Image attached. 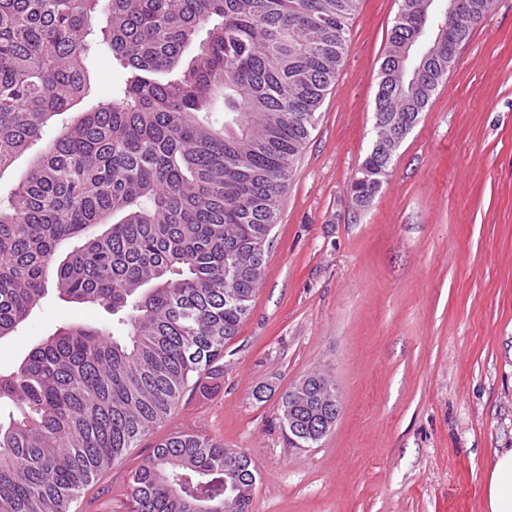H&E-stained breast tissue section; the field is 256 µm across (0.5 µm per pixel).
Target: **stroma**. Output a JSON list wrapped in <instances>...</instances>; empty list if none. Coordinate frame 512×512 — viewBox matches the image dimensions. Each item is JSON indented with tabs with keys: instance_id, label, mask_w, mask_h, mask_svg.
I'll return each instance as SVG.
<instances>
[{
	"instance_id": "obj_1",
	"label": "stroma",
	"mask_w": 512,
	"mask_h": 512,
	"mask_svg": "<svg viewBox=\"0 0 512 512\" xmlns=\"http://www.w3.org/2000/svg\"><path fill=\"white\" fill-rule=\"evenodd\" d=\"M399 6L360 0L349 22L223 377L186 393L75 512H125L132 471L176 432L249 457L251 512H483L493 451L512 448V0H494L359 208L350 183ZM126 78L98 42L85 106ZM71 323L108 326L112 313L48 292L0 340V373ZM313 371L336 383L341 409L325 439L298 450L280 400Z\"/></svg>"
}]
</instances>
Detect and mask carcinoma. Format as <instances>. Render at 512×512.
<instances>
[{
  "label": "carcinoma",
  "mask_w": 512,
  "mask_h": 512,
  "mask_svg": "<svg viewBox=\"0 0 512 512\" xmlns=\"http://www.w3.org/2000/svg\"><path fill=\"white\" fill-rule=\"evenodd\" d=\"M360 0H0V173L50 119L71 123L0 207V339L54 290L112 310L125 334L66 325L0 374V512H72L106 466L224 374L249 316L282 195L342 66ZM494 0H456L429 57L423 0H401L375 111L410 131ZM128 76L80 110L93 25ZM233 118H204L216 95ZM393 156L373 148L352 196L368 205ZM247 456L198 433L157 444L128 512H249Z\"/></svg>",
  "instance_id": "carcinoma-1"
}]
</instances>
